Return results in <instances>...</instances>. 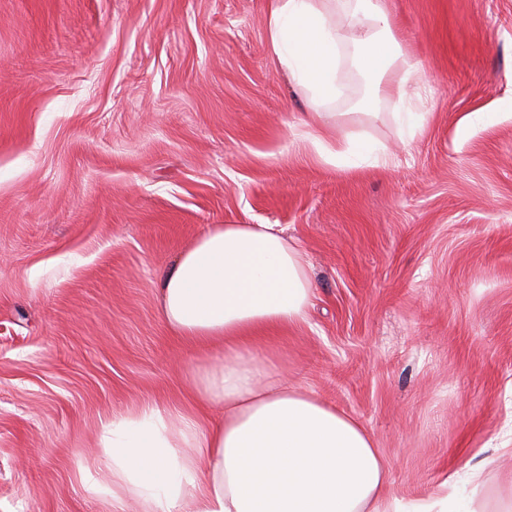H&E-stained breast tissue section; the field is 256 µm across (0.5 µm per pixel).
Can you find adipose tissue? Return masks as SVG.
I'll list each match as a JSON object with an SVG mask.
<instances>
[{
    "label": "adipose tissue",
    "instance_id": "obj_1",
    "mask_svg": "<svg viewBox=\"0 0 512 512\" xmlns=\"http://www.w3.org/2000/svg\"><path fill=\"white\" fill-rule=\"evenodd\" d=\"M267 41L278 66L308 102L304 122L325 161L370 158L369 147L336 148L323 135L319 107L338 92L345 46L375 77L412 64L384 0H363L347 26L325 0H268ZM161 315L181 337L218 348L192 374L193 390L224 418L173 416L146 404L106 418L108 462L84 472L89 489L108 495L115 512L134 497L141 512H483L478 484L495 460L481 459L470 490L450 473L439 491L404 500L390 492L388 461L351 415L319 401L273 369L256 345L269 329L305 320L313 281L301 253L275 224H219L177 254L158 282Z\"/></svg>",
    "mask_w": 512,
    "mask_h": 512
}]
</instances>
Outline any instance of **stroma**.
<instances>
[{"instance_id":"stroma-1","label":"stroma","mask_w":512,"mask_h":512,"mask_svg":"<svg viewBox=\"0 0 512 512\" xmlns=\"http://www.w3.org/2000/svg\"><path fill=\"white\" fill-rule=\"evenodd\" d=\"M418 68L351 86L326 140L265 40V0H0V512H113L81 480L101 420L195 412L205 355L158 277L216 224H277L306 319L260 346L370 431L393 493L436 492L512 420V0H385ZM423 115L408 129L395 113ZM483 121H473V113ZM512 496V454L483 473Z\"/></svg>"}]
</instances>
